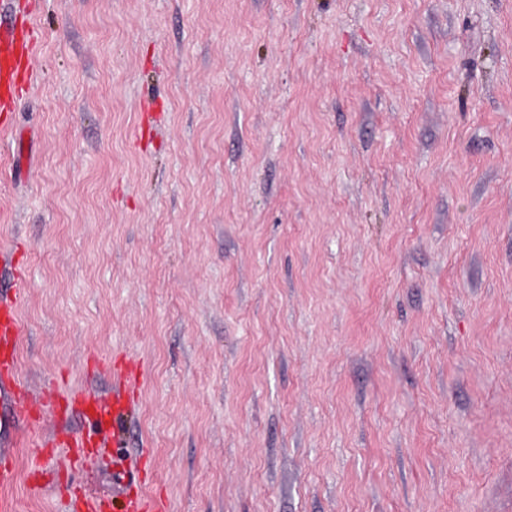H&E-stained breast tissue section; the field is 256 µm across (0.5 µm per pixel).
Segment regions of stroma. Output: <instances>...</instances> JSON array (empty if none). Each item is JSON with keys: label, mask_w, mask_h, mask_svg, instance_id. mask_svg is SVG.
I'll return each mask as SVG.
<instances>
[{"label": "stroma", "mask_w": 512, "mask_h": 512, "mask_svg": "<svg viewBox=\"0 0 512 512\" xmlns=\"http://www.w3.org/2000/svg\"><path fill=\"white\" fill-rule=\"evenodd\" d=\"M18 2L33 390L143 360L168 512H512V0ZM29 464L18 512L112 491Z\"/></svg>", "instance_id": "obj_1"}]
</instances>
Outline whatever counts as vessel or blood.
<instances>
[{
    "label": "vessel or blood",
    "mask_w": 512,
    "mask_h": 512,
    "mask_svg": "<svg viewBox=\"0 0 512 512\" xmlns=\"http://www.w3.org/2000/svg\"><path fill=\"white\" fill-rule=\"evenodd\" d=\"M39 38L33 20L0 29V113L12 115L20 90L29 84ZM23 333L16 299L0 295V512H15L9 489L17 480L16 455L47 446L66 448L70 469L103 448L123 447L127 423L138 408L137 366L112 371L107 393L81 391L66 400L34 393L22 378L19 340ZM77 415L81 432L57 427L60 413ZM141 458L112 462V493L90 497L87 512H167L165 503L143 491Z\"/></svg>",
    "instance_id": "vessel-or-blood-1"
}]
</instances>
